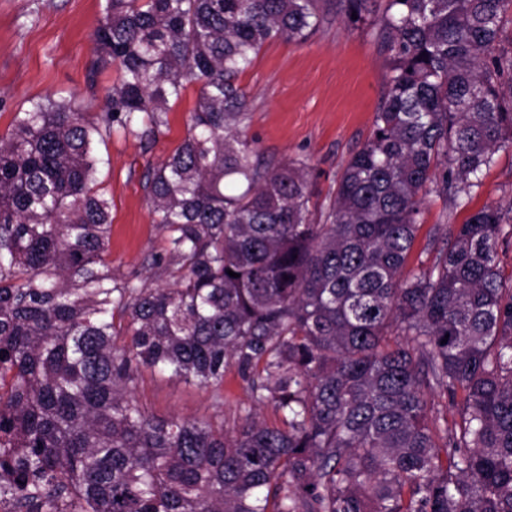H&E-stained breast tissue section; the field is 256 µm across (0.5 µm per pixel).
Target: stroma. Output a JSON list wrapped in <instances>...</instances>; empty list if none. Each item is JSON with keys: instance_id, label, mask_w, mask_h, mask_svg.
Segmentation results:
<instances>
[{"instance_id": "35a3bbf8", "label": "stroma", "mask_w": 512, "mask_h": 512, "mask_svg": "<svg viewBox=\"0 0 512 512\" xmlns=\"http://www.w3.org/2000/svg\"><path fill=\"white\" fill-rule=\"evenodd\" d=\"M102 17V0H0V133L18 113L47 98L71 97L93 117L118 79L117 68L91 74L93 32ZM365 22L349 25L338 0L304 41L267 42L239 76L245 90L246 132L260 160L279 164L306 160L313 168L314 200L327 207L351 154L371 135L388 78L385 56ZM199 87L187 85L168 113V125L155 142L133 133L113 132L99 144L97 187L112 200V275L148 286L157 280L146 258L161 251L162 235L143 188L147 164L169 155L183 140ZM486 205L505 214L498 245L504 277H512V147L500 149L466 205L435 195L426 197L410 267L430 265L426 247L435 227L455 230ZM133 396L149 414L220 418L241 425L250 397L235 366L224 371L219 389L200 388L141 371Z\"/></svg>"}]
</instances>
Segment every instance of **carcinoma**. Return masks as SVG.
<instances>
[{"label": "carcinoma", "mask_w": 512, "mask_h": 512, "mask_svg": "<svg viewBox=\"0 0 512 512\" xmlns=\"http://www.w3.org/2000/svg\"><path fill=\"white\" fill-rule=\"evenodd\" d=\"M326 2L105 0L91 71L116 63L119 80L103 112L50 100L0 135L15 512H512L502 209L435 231L432 264L407 268L426 196L466 204L512 147V0H384L374 129L314 224L309 165L259 163L237 78L265 43L306 39ZM375 2L340 0L353 25ZM191 83L186 136L144 182L165 243L147 262L173 286L117 282L95 144L155 140ZM230 364L280 424L158 420L130 396L143 369L217 389Z\"/></svg>", "instance_id": "cac0c4a2"}]
</instances>
